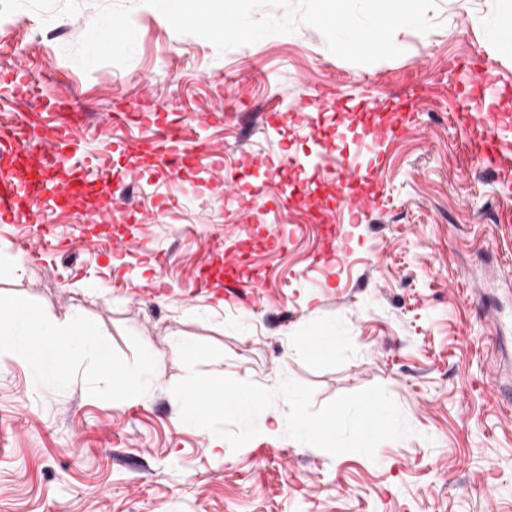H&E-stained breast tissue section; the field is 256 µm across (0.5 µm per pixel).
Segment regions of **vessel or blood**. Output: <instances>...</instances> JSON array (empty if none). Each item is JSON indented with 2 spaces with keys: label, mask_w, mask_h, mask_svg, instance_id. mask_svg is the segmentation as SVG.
I'll use <instances>...</instances> for the list:
<instances>
[{
  "label": "vessel or blood",
  "mask_w": 512,
  "mask_h": 512,
  "mask_svg": "<svg viewBox=\"0 0 512 512\" xmlns=\"http://www.w3.org/2000/svg\"><path fill=\"white\" fill-rule=\"evenodd\" d=\"M140 120L163 131L158 150L173 166L184 165L188 153L176 137L167 130L171 124L168 112L160 105L142 108ZM409 116L404 112H368L364 115L361 136L371 146L404 136ZM476 122L489 131L512 128V114L498 111L493 102H485ZM47 149L33 152L24 149V142L30 141L27 133L9 127L0 128V220L24 221L32 214V204L51 195L55 206L65 207L74 196L94 189L102 178L95 172L83 174L67 182L56 179V173L63 160H75V127L65 122L54 128L50 134ZM332 177L336 182V195L343 200L351 222H358L376 205L379 185L377 170L373 166L356 167L337 164ZM329 246L318 253L316 262L331 264L338 261L348 248V237L334 225H326ZM249 242H242L233 260L224 264V299L230 303H246L254 299L255 289L251 276L243 264L244 254L249 251Z\"/></svg>",
  "instance_id": "vessel-or-blood-1"
}]
</instances>
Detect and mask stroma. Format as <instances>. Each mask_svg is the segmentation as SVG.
Segmentation results:
<instances>
[{
  "label": "stroma",
  "mask_w": 512,
  "mask_h": 512,
  "mask_svg": "<svg viewBox=\"0 0 512 512\" xmlns=\"http://www.w3.org/2000/svg\"><path fill=\"white\" fill-rule=\"evenodd\" d=\"M109 2L0 0V75L28 70L35 88L20 105L0 83V120L44 132L75 120L84 162L130 184L122 201L100 186L64 209L40 199L37 222H0V316L80 313L114 364L152 360V394L113 405L77 352L52 371L0 368V512H512V410L496 392L512 374V148L485 169L483 133L462 119L477 106L458 93L495 64L490 94L512 113V47L492 36L503 0H437L435 29L397 30L400 56L369 65L333 55L308 26L221 53L120 0L137 32L132 60L83 71L67 51ZM409 98L419 102L409 132L379 150L378 208L346 224L338 267L316 264L315 215L339 206L296 109L318 103L323 126L340 127L328 150L364 164L354 105ZM148 102L172 114L194 154L180 169L131 117ZM244 152L303 164L272 179L240 169ZM229 178L260 195L235 196ZM130 210L137 223H124ZM111 223L141 246L116 255L93 240L91 225ZM251 224L278 244L253 250L259 297L235 307L223 282L198 273ZM315 330L334 333L335 351L299 352ZM175 336L222 350L200 372L270 390L287 378L313 387L318 407L383 386L410 433L370 459L263 432L218 461L214 434L183 423L171 393L186 375Z\"/></svg>",
  "instance_id": "1"
}]
</instances>
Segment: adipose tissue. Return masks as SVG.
Returning <instances> with one entry per match:
<instances>
[{
	"label": "adipose tissue",
	"instance_id": "1",
	"mask_svg": "<svg viewBox=\"0 0 512 512\" xmlns=\"http://www.w3.org/2000/svg\"><path fill=\"white\" fill-rule=\"evenodd\" d=\"M76 347L85 349L99 365L110 358L108 349L98 340L97 328L77 318L61 322L47 312L34 317L21 313L8 324L0 323V366L16 358L35 357L54 367ZM151 374L152 363L148 360L126 371L113 370V403L146 397Z\"/></svg>",
	"mask_w": 512,
	"mask_h": 512
}]
</instances>
